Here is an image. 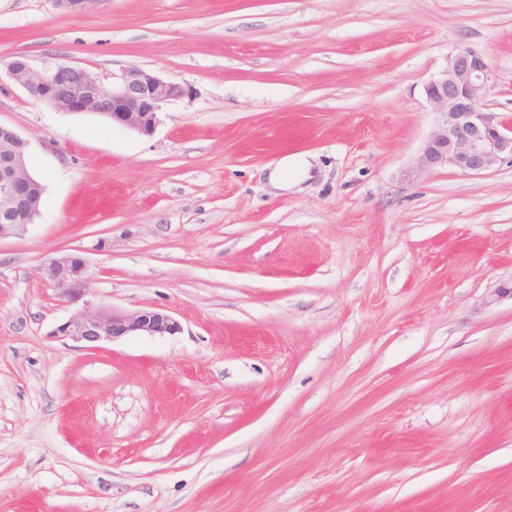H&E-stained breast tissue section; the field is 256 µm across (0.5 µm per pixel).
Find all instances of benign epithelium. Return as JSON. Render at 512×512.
I'll return each mask as SVG.
<instances>
[{
    "label": "benign epithelium",
    "instance_id": "obj_1",
    "mask_svg": "<svg viewBox=\"0 0 512 512\" xmlns=\"http://www.w3.org/2000/svg\"><path fill=\"white\" fill-rule=\"evenodd\" d=\"M70 13L99 9L104 0H55ZM11 79L31 96L68 113H95L128 130L150 135L164 104L191 95L189 88L167 81L152 70L128 66L112 74L106 85L82 68L56 65L34 69L19 54L8 65ZM492 76L482 53L458 49L424 85L435 112V125L415 163L427 172L451 168L465 175L480 174L512 157V126L487 111L485 98ZM29 142L12 126L0 123V237L20 235L40 215L42 185L31 174ZM50 280L74 313L53 334L77 342L98 343L125 336H165L181 332V324L157 310L126 312L85 300L88 269L76 254L53 258Z\"/></svg>",
    "mask_w": 512,
    "mask_h": 512
}]
</instances>
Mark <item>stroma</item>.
Returning a JSON list of instances; mask_svg holds the SVG:
<instances>
[{
    "label": "stroma",
    "instance_id": "1",
    "mask_svg": "<svg viewBox=\"0 0 512 512\" xmlns=\"http://www.w3.org/2000/svg\"><path fill=\"white\" fill-rule=\"evenodd\" d=\"M462 47L512 122V0H0L45 185L0 239V512H512V161L408 175ZM19 54L192 94L142 136L31 97ZM67 253L181 333L53 337Z\"/></svg>",
    "mask_w": 512,
    "mask_h": 512
}]
</instances>
